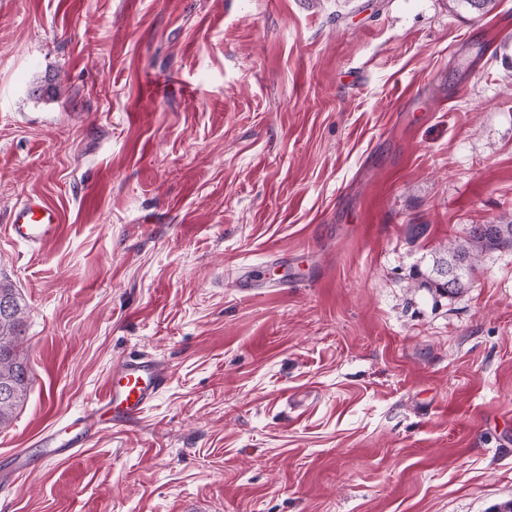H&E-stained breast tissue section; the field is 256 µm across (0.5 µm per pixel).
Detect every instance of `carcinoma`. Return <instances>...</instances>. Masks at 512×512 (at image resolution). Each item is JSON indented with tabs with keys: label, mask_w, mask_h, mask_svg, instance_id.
I'll use <instances>...</instances> for the list:
<instances>
[{
	"label": "carcinoma",
	"mask_w": 512,
	"mask_h": 512,
	"mask_svg": "<svg viewBox=\"0 0 512 512\" xmlns=\"http://www.w3.org/2000/svg\"><path fill=\"white\" fill-rule=\"evenodd\" d=\"M511 248L512 220L474 224L465 238L451 240L442 248L439 256L433 258L431 268L418 271L419 287L426 289L434 298L458 295L468 287L485 253ZM457 265L463 266L464 272L456 280L454 288L449 289L443 282V274ZM3 301L9 304V310L0 309V390L8 389L9 395L0 396V428L10 424L31 383L27 365L16 354L17 344L22 340L26 308L16 289L0 281V303Z\"/></svg>",
	"instance_id": "1"
}]
</instances>
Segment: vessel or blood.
<instances>
[{
  "label": "vessel or blood",
  "instance_id": "1",
  "mask_svg": "<svg viewBox=\"0 0 512 512\" xmlns=\"http://www.w3.org/2000/svg\"><path fill=\"white\" fill-rule=\"evenodd\" d=\"M8 222L15 240L41 245L56 234L61 217L48 201L29 196L13 207ZM171 377L169 365L159 357L142 353L124 360L113 369L98 403L48 429L40 438L37 456L18 458L14 471L23 475L36 463L73 456L102 428L138 424Z\"/></svg>",
  "mask_w": 512,
  "mask_h": 512
}]
</instances>
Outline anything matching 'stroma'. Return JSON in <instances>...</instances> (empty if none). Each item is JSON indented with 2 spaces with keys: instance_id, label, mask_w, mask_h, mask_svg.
Here are the masks:
<instances>
[{
  "instance_id": "35a3bbf8",
  "label": "stroma",
  "mask_w": 512,
  "mask_h": 512,
  "mask_svg": "<svg viewBox=\"0 0 512 512\" xmlns=\"http://www.w3.org/2000/svg\"><path fill=\"white\" fill-rule=\"evenodd\" d=\"M27 195L62 216L40 248L7 231ZM501 219L512 0H0V279L31 375L0 512H492L512 249L453 299L411 274ZM140 352L172 379L139 426L14 476Z\"/></svg>"
}]
</instances>
